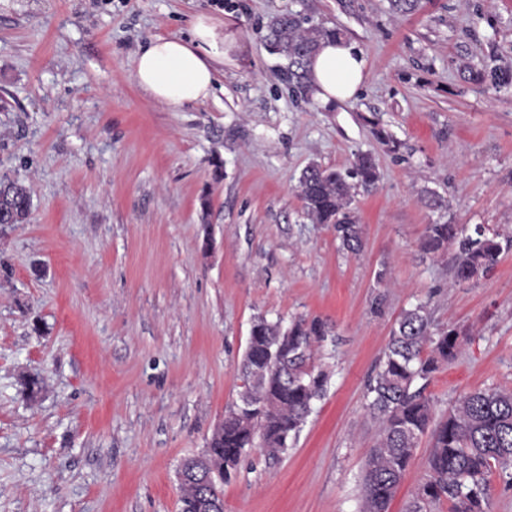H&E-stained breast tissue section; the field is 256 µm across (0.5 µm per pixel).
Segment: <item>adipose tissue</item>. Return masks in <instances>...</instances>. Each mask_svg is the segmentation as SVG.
<instances>
[{
  "instance_id": "obj_1",
  "label": "adipose tissue",
  "mask_w": 512,
  "mask_h": 512,
  "mask_svg": "<svg viewBox=\"0 0 512 512\" xmlns=\"http://www.w3.org/2000/svg\"><path fill=\"white\" fill-rule=\"evenodd\" d=\"M225 56L224 24L197 15L188 38L152 37L132 59L137 85L173 109L209 99ZM368 76L363 51L343 39L321 43L308 66V84L322 104L352 99Z\"/></svg>"
}]
</instances>
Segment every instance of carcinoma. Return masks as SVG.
I'll return each instance as SVG.
<instances>
[{"mask_svg": "<svg viewBox=\"0 0 512 512\" xmlns=\"http://www.w3.org/2000/svg\"><path fill=\"white\" fill-rule=\"evenodd\" d=\"M338 36L336 30L307 27L305 20L284 14L270 21L266 40L270 51L287 61L289 80L303 86L308 62L320 44ZM377 180V166L369 154L358 156L346 173L311 165L299 178V197L315 223L333 227L341 249L357 254L363 231L352 204L358 190L373 191ZM29 215L26 186L1 179L0 224H22ZM452 244L457 246L454 278L464 282L492 271L512 249V235L491 233L478 225L470 235L465 224H429L420 247L435 254ZM328 335L329 325L319 317H299L286 328L264 317L252 323L240 367V402L225 412L224 425L215 429L208 444L215 470L188 472L180 512H201L204 499L223 495L224 480L237 470L245 449L257 444L273 452L288 448L314 402L325 394L329 375L314 362L313 349ZM467 341L468 334L454 326L432 330L424 304L401 314L369 387L370 410L383 426L366 464L364 512H389L426 434L432 440L428 478L409 512H423L421 503L443 497L452 503V512H484L492 474L512 480L511 388L468 391L438 422L433 420L432 401L424 394V382L439 364L455 360Z\"/></svg>", "mask_w": 512, "mask_h": 512, "instance_id": "carcinoma-1", "label": "carcinoma"}]
</instances>
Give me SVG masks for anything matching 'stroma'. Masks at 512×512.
I'll use <instances>...</instances> for the list:
<instances>
[{"mask_svg":"<svg viewBox=\"0 0 512 512\" xmlns=\"http://www.w3.org/2000/svg\"><path fill=\"white\" fill-rule=\"evenodd\" d=\"M287 12L363 50L353 99L325 107L288 81L266 46ZM198 13L223 21L227 54L215 96L173 110L131 61ZM510 70L512 0L408 16L388 0H0V176L32 199L28 223L0 227V512H179L177 469L237 401L259 316L325 320L329 381L287 450H246L224 512H363L368 383L411 306L470 337L425 389L435 416L512 388V252L458 283L451 253L420 249L435 222L512 231ZM362 153L379 180L356 198L355 257L298 180ZM430 449L389 512L415 500Z\"/></svg>","mask_w":512,"mask_h":512,"instance_id":"stroma-1","label":"stroma"}]
</instances>
